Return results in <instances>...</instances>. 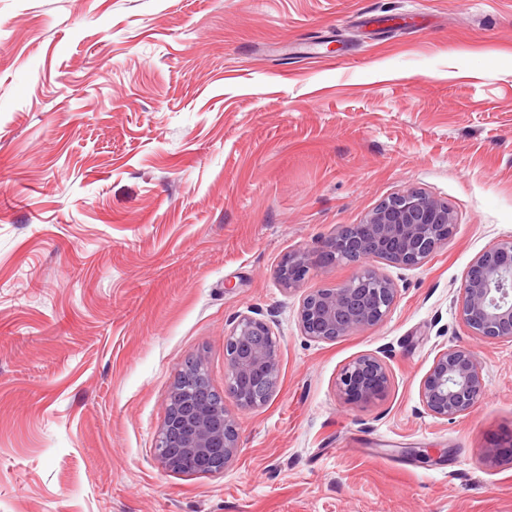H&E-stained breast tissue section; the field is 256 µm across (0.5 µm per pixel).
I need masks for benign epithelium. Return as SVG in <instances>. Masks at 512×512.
<instances>
[{
    "label": "benign epithelium",
    "mask_w": 512,
    "mask_h": 512,
    "mask_svg": "<svg viewBox=\"0 0 512 512\" xmlns=\"http://www.w3.org/2000/svg\"><path fill=\"white\" fill-rule=\"evenodd\" d=\"M448 205L409 189L383 202L361 224L343 225L325 245L288 256L277 271L289 290L297 289L318 268L343 260L361 270L334 288H314L303 297L299 324L303 335L328 342L382 324L397 298L392 280L370 265L374 259L417 267L454 232ZM459 317L470 334L480 338L512 339V239L479 254L459 289ZM267 337L257 346L254 336ZM224 396L239 410L264 406L279 378L280 345L263 319L244 315L224 336ZM390 387L385 360L361 355L345 365L336 379L338 397L353 403L383 400ZM485 383L476 353L464 346L447 348L435 357L420 384L424 410L440 419L465 415L481 401ZM235 416L224 409L194 408L188 413L166 411L154 452L172 472L180 460L193 459L196 473L224 471L239 449Z\"/></svg>",
    "instance_id": "7a95c632"
}]
</instances>
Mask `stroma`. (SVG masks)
Listing matches in <instances>:
<instances>
[{"mask_svg":"<svg viewBox=\"0 0 512 512\" xmlns=\"http://www.w3.org/2000/svg\"><path fill=\"white\" fill-rule=\"evenodd\" d=\"M415 188L455 229L378 327L303 336L276 271ZM512 238V0H0V512H512V339L458 314ZM280 339L216 475L154 454L175 378ZM473 349L486 396L420 383ZM384 352L374 404L336 394ZM494 448L497 463H482ZM484 394L485 383L477 355L464 346L439 352L419 391L424 410L446 420L471 412ZM390 383L385 360L375 353H368L342 368L336 379V393L347 402L374 403L386 397Z\"/></svg>","mask_w":512,"mask_h":512,"instance_id":"35a3bbf8","label":"stroma"}]
</instances>
